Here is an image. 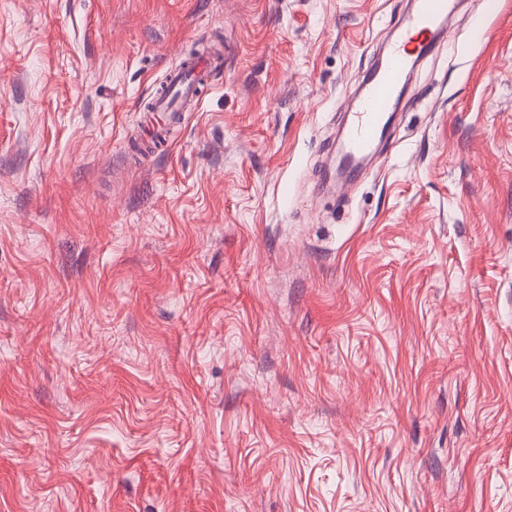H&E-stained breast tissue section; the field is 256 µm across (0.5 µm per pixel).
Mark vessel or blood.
Masks as SVG:
<instances>
[{
	"mask_svg": "<svg viewBox=\"0 0 512 512\" xmlns=\"http://www.w3.org/2000/svg\"><path fill=\"white\" fill-rule=\"evenodd\" d=\"M456 6V0H414L400 16L384 62L370 67L345 108L340 160L346 167H358L382 139L389 121L403 107L400 90L409 81L413 58L437 42ZM223 68L222 55L205 52L166 73L163 93L154 97L137 123L133 144L139 160H149L168 147L171 126L180 120L182 111L197 109L201 90L211 85Z\"/></svg>",
	"mask_w": 512,
	"mask_h": 512,
	"instance_id": "1",
	"label": "vessel or blood"
}]
</instances>
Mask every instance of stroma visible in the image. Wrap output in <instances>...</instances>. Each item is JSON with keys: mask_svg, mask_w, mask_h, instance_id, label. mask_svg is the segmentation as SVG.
Returning <instances> with one entry per match:
<instances>
[{"mask_svg": "<svg viewBox=\"0 0 512 512\" xmlns=\"http://www.w3.org/2000/svg\"><path fill=\"white\" fill-rule=\"evenodd\" d=\"M409 2L0 0V512H512V0L329 177ZM224 70V56L204 52L188 61L181 69L165 75V91L153 98L149 109L140 111L136 135L133 139L136 154L141 161L149 160L169 145V128L185 112H194L204 87L212 85L215 76ZM163 113V118L158 117Z\"/></svg>", "mask_w": 512, "mask_h": 512, "instance_id": "1", "label": "stroma"}]
</instances>
